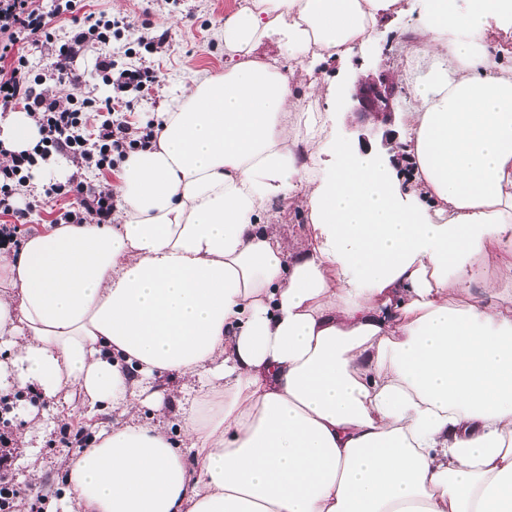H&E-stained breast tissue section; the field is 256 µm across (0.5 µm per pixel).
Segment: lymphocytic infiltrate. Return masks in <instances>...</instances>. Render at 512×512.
Here are the masks:
<instances>
[{"mask_svg": "<svg viewBox=\"0 0 512 512\" xmlns=\"http://www.w3.org/2000/svg\"><path fill=\"white\" fill-rule=\"evenodd\" d=\"M78 0H0V112L16 106L38 125L40 140L29 150L12 153L9 165L0 166V213L24 217L16 202L17 185L26 181L38 161L51 155H69L84 160L88 167L104 170L114 167L128 152L146 148L154 137V126L146 122L131 127L115 112L113 97L101 100L73 99L60 105L49 89H36L28 78V46L38 44L52 19L74 12ZM115 20L97 21L73 33L58 50L54 69L58 79L78 83L71 66L77 47L90 44L109 46ZM69 189L78 196L77 207L61 214L63 224L87 221L108 224L116 207L114 194L87 191L85 183L70 178Z\"/></svg>", "mask_w": 512, "mask_h": 512, "instance_id": "1", "label": "lymphocytic infiltrate"}]
</instances>
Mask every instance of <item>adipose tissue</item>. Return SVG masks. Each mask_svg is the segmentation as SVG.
I'll use <instances>...</instances> for the list:
<instances>
[{"label": "adipose tissue", "instance_id": "adipose-tissue-1", "mask_svg": "<svg viewBox=\"0 0 512 512\" xmlns=\"http://www.w3.org/2000/svg\"><path fill=\"white\" fill-rule=\"evenodd\" d=\"M402 4L240 0L111 223L0 251V391L117 415L64 466L81 512H512V0H427L401 177L313 73ZM275 210L277 216L273 220L275 224V230L282 238L288 241H293L296 246H301L305 243V239L302 234V227L307 224L304 213L301 207L296 204L283 203L279 204Z\"/></svg>", "mask_w": 512, "mask_h": 512}]
</instances>
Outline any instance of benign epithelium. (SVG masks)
<instances>
[{
	"label": "benign epithelium",
	"mask_w": 512,
	"mask_h": 512,
	"mask_svg": "<svg viewBox=\"0 0 512 512\" xmlns=\"http://www.w3.org/2000/svg\"><path fill=\"white\" fill-rule=\"evenodd\" d=\"M395 93L394 76L378 68L352 81L344 94L343 109L352 114L372 116L385 123L393 112Z\"/></svg>",
	"instance_id": "obj_1"
}]
</instances>
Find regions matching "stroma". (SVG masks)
<instances>
[{
	"label": "stroma",
	"mask_w": 512,
	"mask_h": 512,
	"mask_svg": "<svg viewBox=\"0 0 512 512\" xmlns=\"http://www.w3.org/2000/svg\"><path fill=\"white\" fill-rule=\"evenodd\" d=\"M238 0H86V5L77 11L78 19L88 14L104 15L108 19L126 18L134 29L146 31L148 36H161L155 50L138 46L128 58H120L118 67L133 64L150 67L157 71L159 80L147 91L128 93L131 111L129 122H140L145 113L159 112L167 100V90L174 84H190L194 73L201 69L220 72L224 69V43L217 35L226 15L233 12ZM423 7L422 0H405V14L382 22L364 42L356 44L345 61H328L316 70L323 83L350 84L358 75L367 73L376 66H385L395 71L399 58L404 53L408 40L405 35ZM100 54L96 49L79 51L72 63L76 73L81 74L79 85L53 81L51 88L60 104H68L71 98H103L115 95L113 86L104 84L97 65ZM406 89H399L395 100V111L388 128L395 136H403L402 114L405 110ZM370 119L353 121L343 117L336 126L340 138L353 144L367 142L369 149L382 152L384 128ZM55 172L45 175L37 185L18 191L22 205L30 206L29 221L21 225V236H28L42 225L53 223L59 214L72 209L75 198L60 194L48 199L44 191L49 185L67 183L77 172L78 164L72 158L59 156L55 159ZM37 412L46 425L45 431H31L27 447L18 449L19 470L16 481L23 489L36 491L38 496H48L64 479L62 461L71 451L62 444L64 434L87 433L88 421L78 415L69 414L66 407L51 401H42ZM39 466L40 482H33L30 468Z\"/></svg>",
	"instance_id": "35a3bbf8"
}]
</instances>
